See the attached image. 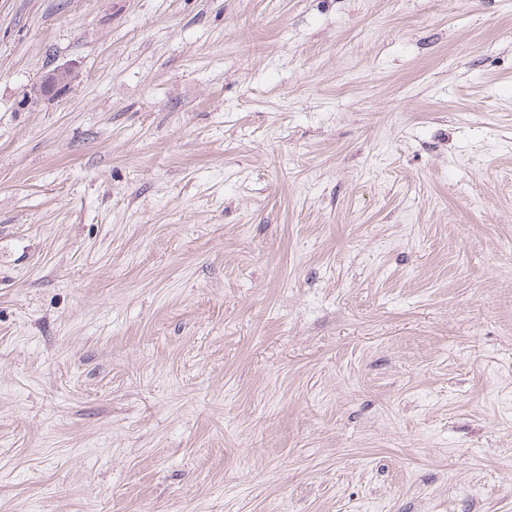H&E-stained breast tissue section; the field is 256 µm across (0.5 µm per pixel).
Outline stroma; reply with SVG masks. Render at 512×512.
I'll use <instances>...</instances> for the list:
<instances>
[{"instance_id": "stroma-1", "label": "stroma", "mask_w": 512, "mask_h": 512, "mask_svg": "<svg viewBox=\"0 0 512 512\" xmlns=\"http://www.w3.org/2000/svg\"><path fill=\"white\" fill-rule=\"evenodd\" d=\"M0 512H512V0H0Z\"/></svg>"}]
</instances>
